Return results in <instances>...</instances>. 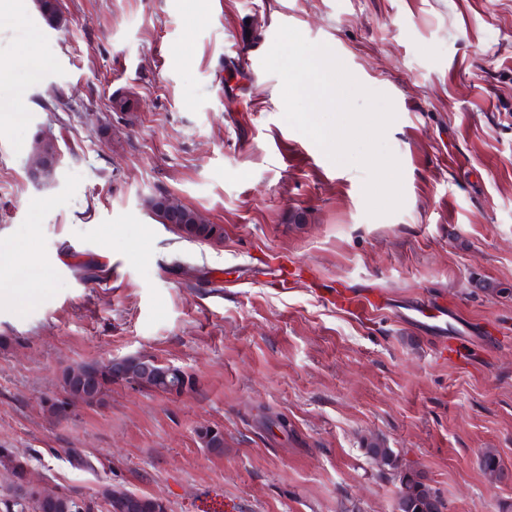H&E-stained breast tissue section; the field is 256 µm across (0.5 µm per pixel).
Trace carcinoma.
Returning <instances> with one entry per match:
<instances>
[{"instance_id": "carcinoma-1", "label": "carcinoma", "mask_w": 512, "mask_h": 512, "mask_svg": "<svg viewBox=\"0 0 512 512\" xmlns=\"http://www.w3.org/2000/svg\"><path fill=\"white\" fill-rule=\"evenodd\" d=\"M39 11L45 22L52 28L60 26L64 17L60 0H38ZM148 207L164 224H176L184 237L188 239H210L223 236V229L215 225L197 223V211L180 201L167 203L154 197L148 199ZM112 374L95 371V363L85 362L64 369L59 385L65 395L74 400L97 406L105 402L111 391ZM172 387L163 389L165 394H180L193 387L191 375L180 371V375L170 378ZM203 447L214 453L224 451V433L220 430L207 431L200 435ZM371 458L396 472L399 480L397 492L398 512H441V499L423 481L422 476L410 466L402 463L393 449L387 446L385 439L372 438L367 443ZM483 469L487 477L496 480L500 477L501 466L496 452L492 448L483 453ZM0 468L11 478L13 488L21 492L29 473L28 459L15 454L9 448H0ZM105 512H168L167 503L158 497L121 490L112 485L100 492ZM30 508L33 512H78L75 501L69 494L58 493L52 497L41 498L35 492L27 493L23 501L13 503V508Z\"/></svg>"}]
</instances>
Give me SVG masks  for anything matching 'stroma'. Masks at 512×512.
Segmentation results:
<instances>
[{
  "label": "stroma",
  "instance_id": "1",
  "mask_svg": "<svg viewBox=\"0 0 512 512\" xmlns=\"http://www.w3.org/2000/svg\"><path fill=\"white\" fill-rule=\"evenodd\" d=\"M60 2L54 30L36 0H0V257L20 260L0 270V448L96 508L109 483L169 512H395L399 482L365 449L381 436L444 512H512V0ZM283 25L390 98L398 211L369 216L365 170L284 120L262 66ZM39 134L61 160L44 189L26 177ZM161 195L223 239L163 224ZM285 265L312 280L279 283ZM345 285L383 299L340 311ZM136 353L193 389L118 382L49 422L65 367Z\"/></svg>",
  "mask_w": 512,
  "mask_h": 512
}]
</instances>
